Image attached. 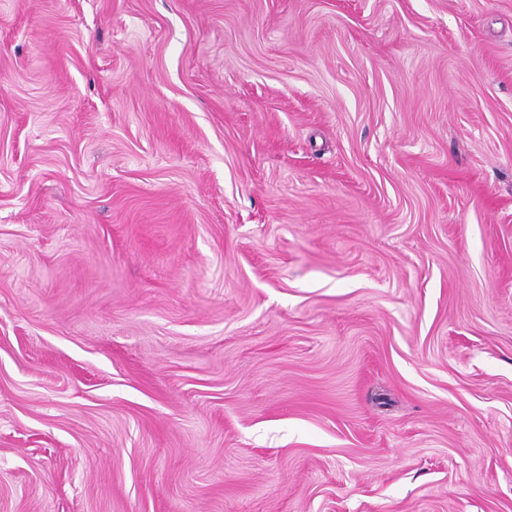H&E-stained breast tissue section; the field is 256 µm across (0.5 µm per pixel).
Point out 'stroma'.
I'll return each instance as SVG.
<instances>
[{
    "instance_id": "obj_1",
    "label": "stroma",
    "mask_w": 512,
    "mask_h": 512,
    "mask_svg": "<svg viewBox=\"0 0 512 512\" xmlns=\"http://www.w3.org/2000/svg\"><path fill=\"white\" fill-rule=\"evenodd\" d=\"M0 512H512V0H0Z\"/></svg>"
}]
</instances>
